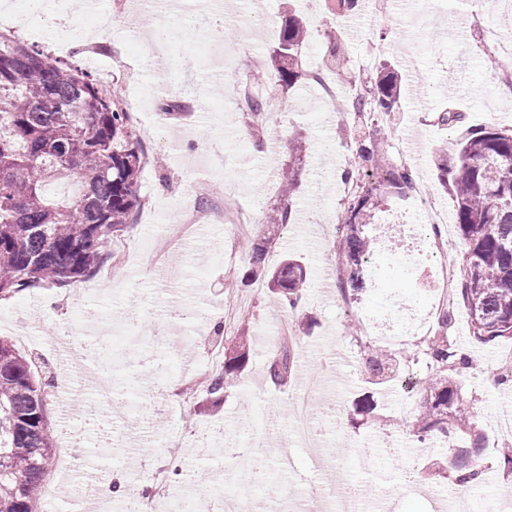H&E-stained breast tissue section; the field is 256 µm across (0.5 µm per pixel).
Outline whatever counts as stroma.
Wrapping results in <instances>:
<instances>
[{"mask_svg":"<svg viewBox=\"0 0 512 512\" xmlns=\"http://www.w3.org/2000/svg\"><path fill=\"white\" fill-rule=\"evenodd\" d=\"M48 2V9L37 11L28 0H0V34L74 61L117 87L139 116L144 159L141 204L96 275L75 288H31L0 300V336L32 360L37 379L48 385L47 414L56 443L73 442L65 454L53 455L37 512H110L120 506L121 498L108 503L95 495L69 502L68 488L86 486L91 471L102 483L123 475L131 495L162 479L170 492L161 502L166 512H177L185 502L199 505L217 486L225 498L245 499L260 512L281 498L295 507L305 488L326 485L330 471L352 479L365 497L383 499L388 512H438V490L452 481L440 475L427 479L423 473L432 461L448 462L468 437L457 430L453 443L437 438L420 447L408 423L422 395L402 390L399 381L375 393L373 416L357 414L355 404L366 389L363 347L372 338L347 329L359 314H385L386 300L425 311L435 298L417 288L409 272L415 257L404 240L390 241L376 255L381 279L350 303L324 286L322 258L336 254L355 130L377 140L397 166L408 161V140L419 142L424 153L413 174L434 199L446 202L451 192L437 177L439 152L455 153L470 128L512 129V99L501 94L502 87H512V58L499 56L496 0L478 5L420 0L425 31L443 29L447 35L421 44L420 64L412 70L403 64L411 13L402 0H379L374 21L364 13L351 19L327 0H262L257 6L230 0L235 13L247 18L239 26L220 16L187 26L176 14L135 11L131 0H96L83 11L74 0ZM114 9L121 20L110 26L107 41L99 42L95 14ZM292 11L308 24L309 38L300 53L305 71L278 109L266 113L262 132L253 134L247 128L249 115L226 87L235 74L268 72V65H254L253 58L270 56ZM353 20L361 29L356 43L347 36ZM161 26L169 30L173 45L163 61L149 39ZM368 44L377 48L374 70L393 72L400 95L390 114L360 123L337 104L352 87L362 86L366 74L355 59ZM335 47L349 63L340 73L327 72L336 88L331 100L311 70L325 69ZM166 90L184 103L182 112H161ZM448 111L461 113L463 122L440 124L438 114ZM204 138L213 149H199ZM292 161L299 164L293 217L268 244L264 263L275 266L289 254L302 258L308 282L301 310L315 325L297 342L290 380L278 388L268 381L267 368L281 344L274 328L287 314L277 296L250 277V246L267 235L260 218L281 205L278 175ZM201 182L224 183L226 210L252 208L258 216L248 230V248L222 263L214 255L231 237V225L182 227L180 209ZM218 331L227 339L248 333L253 343L237 385L227 390L221 406L204 411L184 389L217 370L211 351ZM90 338L110 340L104 354L110 363L106 384L113 393L130 395L131 406L116 402L104 408L82 362L64 361L60 344L80 347ZM509 363L512 340H499L481 346L461 378V394L484 445L479 482L460 488L476 512H501L512 491V472L499 458L508 437L491 424L498 412H512V390L496 383ZM312 377L320 381L314 417H321L331 399L343 412L341 432L324 442L291 435L293 397ZM160 401L172 408L167 419L156 422L151 407ZM246 420L272 427L277 442L258 466L232 450ZM285 453L291 459L287 468L281 464ZM172 455L180 460L179 471L167 464Z\"/></svg>","mask_w":512,"mask_h":512,"instance_id":"35a3bbf8","label":"stroma"}]
</instances>
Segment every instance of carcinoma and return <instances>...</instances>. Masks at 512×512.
I'll list each match as a JSON object with an SVG mask.
<instances>
[{
	"label": "carcinoma",
	"mask_w": 512,
	"mask_h": 512,
	"mask_svg": "<svg viewBox=\"0 0 512 512\" xmlns=\"http://www.w3.org/2000/svg\"><path fill=\"white\" fill-rule=\"evenodd\" d=\"M308 29L293 18L272 51L271 70L279 91L295 86L300 49ZM353 101L358 115L393 111V86L378 80ZM143 158L141 138L115 91L67 60L52 59L34 45L0 40V300L37 286L66 288L92 276L111 256L110 246L133 218L139 204L138 177ZM440 177H452L455 226L463 248L454 295L469 316L474 342L512 339V130L482 127L466 131L453 156H442ZM381 168L378 147L357 142L346 180L354 192L337 225L341 260L339 290L348 300L365 291V266L374 255L366 228L379 204V185L366 179ZM388 184L402 193L413 188L411 169L387 172ZM299 185V168L288 164L283 176L286 205L265 217L278 234L290 220L291 200ZM307 271L288 258L267 275V286L280 295L296 319ZM451 315L438 318V333L428 337L424 354L429 375L421 386L424 407L412 433L425 442L446 438L469 424L458 379L469 360L448 336ZM250 355V337L240 334L224 368L206 381L203 396L213 405L224 399ZM408 356L381 350L368 353L366 383L379 389L399 378ZM294 355L283 345L268 366V380L288 382ZM48 393L30 362L0 338V512H34L54 448L48 422ZM482 438L473 434L458 450L451 467L459 484L479 480L477 460Z\"/></svg>",
	"instance_id": "obj_1"
}]
</instances>
